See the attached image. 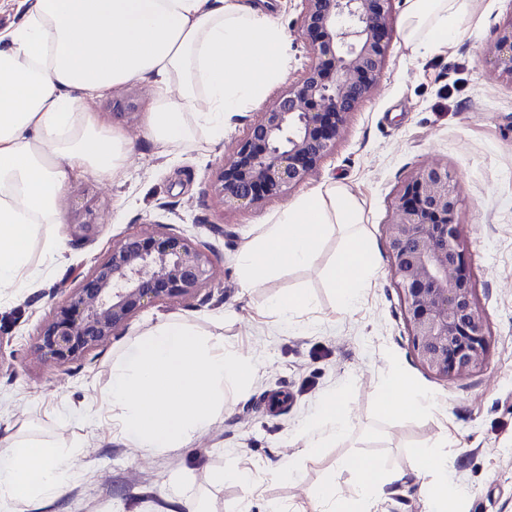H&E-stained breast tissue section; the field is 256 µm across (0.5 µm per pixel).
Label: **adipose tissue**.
Masks as SVG:
<instances>
[{"mask_svg": "<svg viewBox=\"0 0 512 512\" xmlns=\"http://www.w3.org/2000/svg\"><path fill=\"white\" fill-rule=\"evenodd\" d=\"M20 23L0 29V287L34 281L30 251L41 225L60 224L70 183L95 172L119 174L133 150L122 127L102 124L82 102L136 80L153 84L140 130L161 154L198 134L224 136L227 115L259 102L282 77L287 30L265 0H19ZM473 0H405L398 30L413 50L439 51L472 37ZM355 195L332 183L289 202L242 251L241 285L310 264L335 228L345 241L329 277L351 307L375 272ZM387 415L425 411L427 395L399 375ZM445 458L414 451V471L433 512H447ZM58 453L42 441L16 440L0 451V512L61 487Z\"/></svg>", "mask_w": 512, "mask_h": 512, "instance_id": "obj_1", "label": "adipose tissue"}]
</instances>
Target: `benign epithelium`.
<instances>
[{
    "instance_id": "1",
    "label": "benign epithelium",
    "mask_w": 512,
    "mask_h": 512,
    "mask_svg": "<svg viewBox=\"0 0 512 512\" xmlns=\"http://www.w3.org/2000/svg\"><path fill=\"white\" fill-rule=\"evenodd\" d=\"M392 0H302L295 35L311 63L255 113L215 172L222 208L252 209L312 176L345 135L389 56ZM486 52L496 79L512 83V17ZM459 186L448 166L413 170L389 200L388 256L414 355L448 380L485 364L490 331L461 224ZM214 277L201 247L164 224L112 241L70 289L37 337L39 354L69 364L107 343L142 310L196 296Z\"/></svg>"
}]
</instances>
